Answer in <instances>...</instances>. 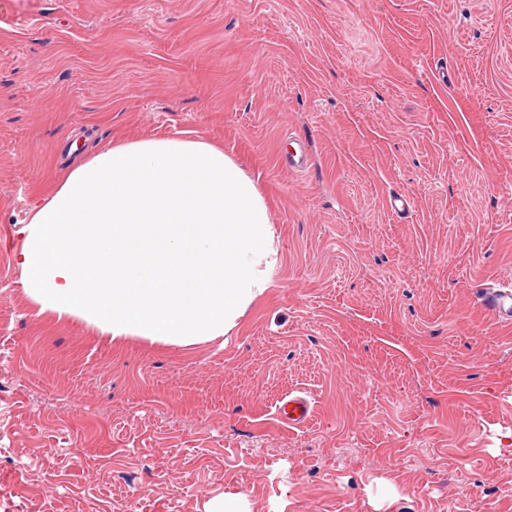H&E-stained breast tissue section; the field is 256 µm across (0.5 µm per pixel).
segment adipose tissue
<instances>
[{
    "label": "adipose tissue",
    "mask_w": 512,
    "mask_h": 512,
    "mask_svg": "<svg viewBox=\"0 0 512 512\" xmlns=\"http://www.w3.org/2000/svg\"><path fill=\"white\" fill-rule=\"evenodd\" d=\"M13 254L40 306L112 337L224 339L281 263L264 197L198 138L101 149L37 197Z\"/></svg>",
    "instance_id": "ef3b65f1"
}]
</instances>
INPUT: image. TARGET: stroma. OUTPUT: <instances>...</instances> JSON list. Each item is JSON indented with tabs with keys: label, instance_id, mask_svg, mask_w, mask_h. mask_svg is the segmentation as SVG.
Here are the masks:
<instances>
[{
	"label": "stroma",
	"instance_id": "1",
	"mask_svg": "<svg viewBox=\"0 0 512 512\" xmlns=\"http://www.w3.org/2000/svg\"><path fill=\"white\" fill-rule=\"evenodd\" d=\"M188 134L265 197L273 288L222 345L41 310L13 262L34 193ZM498 282L512 0H0V512H512ZM511 288V285L481 288L484 308L497 320L507 324L512 322ZM312 411L311 402L306 397L294 396L283 408V421L289 427H302L309 421ZM206 512H250L246 497L242 493H224L211 499Z\"/></svg>",
	"mask_w": 512,
	"mask_h": 512
}]
</instances>
